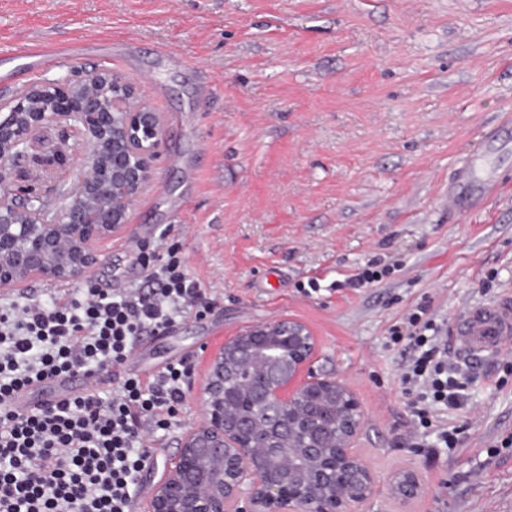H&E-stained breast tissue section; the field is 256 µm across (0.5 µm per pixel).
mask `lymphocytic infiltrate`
Returning a JSON list of instances; mask_svg holds the SVG:
<instances>
[{"label": "lymphocytic infiltrate", "mask_w": 512, "mask_h": 512, "mask_svg": "<svg viewBox=\"0 0 512 512\" xmlns=\"http://www.w3.org/2000/svg\"><path fill=\"white\" fill-rule=\"evenodd\" d=\"M148 287L89 291L64 305L27 298L0 312V512H131L148 450L170 428L190 375L184 361L144 378L125 371L136 344L215 303L168 247ZM448 327L409 313L392 326L410 350L403 384L456 409L462 384L448 371ZM103 373L115 385L39 407L17 393L61 374Z\"/></svg>", "instance_id": "lymphocytic-infiltrate-1"}]
</instances>
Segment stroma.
Returning <instances> with one entry per match:
<instances>
[{"label":"stroma","mask_w":512,"mask_h":512,"mask_svg":"<svg viewBox=\"0 0 512 512\" xmlns=\"http://www.w3.org/2000/svg\"><path fill=\"white\" fill-rule=\"evenodd\" d=\"M30 37L86 43L42 77L114 73L161 112L164 139L132 236L100 243L90 284L26 293L127 287L168 240L216 296L134 351L157 371L193 366L145 486L198 419L210 355L289 318L317 339L314 373L344 380L366 413L356 453L382 477L423 480L412 501L384 493L369 512H512V343L474 369L463 407L431 405L448 448L420 432L388 334L417 307L453 320L512 291V0H0V43ZM199 69L217 91L203 95ZM480 149L495 192L450 214L442 197ZM372 263L390 275L348 287Z\"/></svg>","instance_id":"stroma-1"}]
</instances>
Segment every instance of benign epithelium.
Returning a JSON list of instances; mask_svg holds the SVG:
<instances>
[{"label":"benign epithelium","mask_w":512,"mask_h":512,"mask_svg":"<svg viewBox=\"0 0 512 512\" xmlns=\"http://www.w3.org/2000/svg\"><path fill=\"white\" fill-rule=\"evenodd\" d=\"M64 83L70 93L60 105ZM64 83L35 81L0 101L1 293L34 279L89 282L98 243L132 235V212L155 180L163 118L136 87L110 72ZM48 128L58 133L54 154L77 147L86 161L52 214L11 176ZM316 349L308 327L287 318L226 340L208 361L200 419L146 512H363L379 492L353 451L365 412L343 381L310 371ZM422 486L411 470L388 481L403 501Z\"/></svg>","instance_id":"1"}]
</instances>
